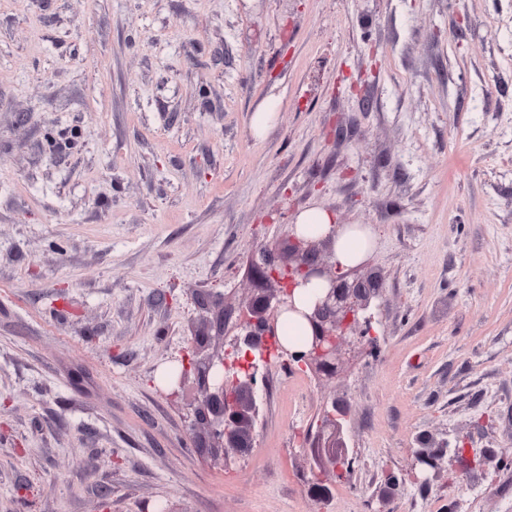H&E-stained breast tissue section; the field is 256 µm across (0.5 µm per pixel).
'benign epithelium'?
Segmentation results:
<instances>
[{"instance_id":"obj_1","label":"benign epithelium","mask_w":512,"mask_h":512,"mask_svg":"<svg viewBox=\"0 0 512 512\" xmlns=\"http://www.w3.org/2000/svg\"><path fill=\"white\" fill-rule=\"evenodd\" d=\"M336 231L318 239L304 241L294 230L288 231V256L275 247L261 245L251 255V294L237 307L225 304L224 296L214 299L219 308L207 330L194 335L191 358L174 385L182 388L194 377L201 399L192 407L191 429L204 432L205 447L216 456L230 458L239 455L251 441L255 423L254 388L257 374L243 368L231 377L232 388H224L228 370L224 350H209L213 338L224 339L233 334L237 350L244 352L249 362L268 358L279 318L295 312L294 291L312 279L323 283L314 305L302 313L309 333L305 351H290L279 347V356L290 364L309 370L320 382L336 379L345 356L366 354L372 346L371 306L381 296L377 277H353L336 270V265L323 259V252L332 251ZM325 428L319 432L312 447L321 453L318 474L347 473L349 453L341 437L342 424L336 415V402L324 409Z\"/></svg>"}]
</instances>
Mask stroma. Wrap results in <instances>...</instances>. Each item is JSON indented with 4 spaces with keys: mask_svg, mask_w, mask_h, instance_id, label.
<instances>
[{
    "mask_svg": "<svg viewBox=\"0 0 512 512\" xmlns=\"http://www.w3.org/2000/svg\"><path fill=\"white\" fill-rule=\"evenodd\" d=\"M313 207L375 233L377 350L309 406L261 364L213 459L159 376ZM330 400L357 464L322 502ZM444 442L491 460L424 482ZM505 451L512 0H0V512H512Z\"/></svg>",
    "mask_w": 512,
    "mask_h": 512,
    "instance_id": "1",
    "label": "stroma"
}]
</instances>
